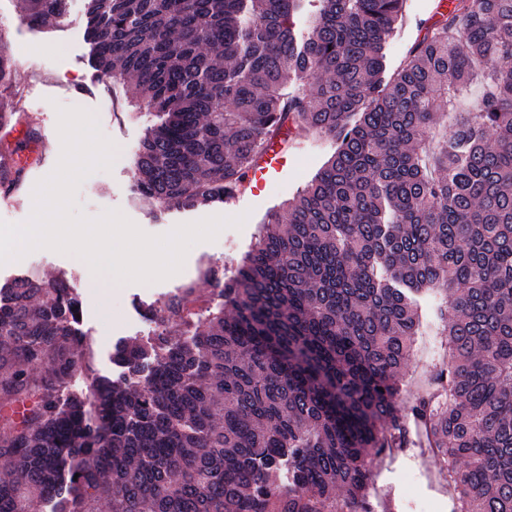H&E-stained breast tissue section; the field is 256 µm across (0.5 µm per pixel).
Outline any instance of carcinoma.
<instances>
[{"mask_svg": "<svg viewBox=\"0 0 512 512\" xmlns=\"http://www.w3.org/2000/svg\"><path fill=\"white\" fill-rule=\"evenodd\" d=\"M402 4L86 0L95 69L132 78L165 116L135 160L139 198H233L291 125L337 147L233 276L208 268L214 310L169 300L153 340L116 344L125 377L89 399H59L84 356L70 281L0 285V406L23 408L0 416V512H371L373 459L405 447L411 422L448 465L458 512H512V0H450L385 84ZM67 7L22 5L37 25ZM15 69L0 47V89ZM444 98L454 130L431 150ZM0 131V163L41 139L1 95ZM25 182L20 161L0 170L7 194ZM427 292L449 400L423 392L404 415Z\"/></svg>", "mask_w": 512, "mask_h": 512, "instance_id": "obj_1", "label": "carcinoma"}]
</instances>
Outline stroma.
Instances as JSON below:
<instances>
[{"label":"stroma","instance_id":"stroma-1","mask_svg":"<svg viewBox=\"0 0 512 512\" xmlns=\"http://www.w3.org/2000/svg\"><path fill=\"white\" fill-rule=\"evenodd\" d=\"M438 9L439 0H404L386 47L387 74H394L407 60L411 47L425 33L424 21L434 18ZM0 15L10 27L9 50L17 63L13 84L19 105L23 112L37 118L44 138L43 163L29 167V187L24 193L0 198V220L21 223L30 216L33 185L54 170L61 155L58 110L69 107L71 98L76 96L81 98L84 110L96 114L103 135L117 148L111 170L98 172L95 180L83 181L77 191L76 199L85 215L94 218L105 210H117L143 232L154 236L210 216L243 214L247 217L242 227L225 228L215 240L194 245L178 273L149 284L108 281L101 288L85 290L84 284L92 275L88 264L76 255L50 249H38L0 265V282L18 275L64 273L83 287L77 329L86 343V354L82 367L60 394L65 401L76 394H90L97 378L120 376L121 369L112 359V350L118 341L132 337L144 339L150 334V327L144 323V305H157L156 317L164 319L163 303L170 296L182 293L185 287L192 286L198 294H207L205 276L210 264H223L225 274H232L268 213L305 187L335 153L336 143L329 137L313 134L303 125L293 126L284 151L288 170L267 182L262 191L248 189L224 202L194 209L174 203L162 209L154 208L133 191L134 152L139 149L147 129L157 124L159 118L156 112L136 102L131 81L98 75L93 68L86 37L85 0H69L66 17L50 28L28 24L18 0H0ZM37 42L63 43L67 51L39 59L29 53ZM422 341L431 351L426 355L418 351L413 354L398 398L403 409L410 405L414 394L424 389L427 366L447 355L434 329H426ZM372 469V512H420L424 502L432 503V512H445L438 501L440 490L448 484L446 474L438 460L424 455L422 448L395 451L375 460Z\"/></svg>","mask_w":512,"mask_h":512}]
</instances>
